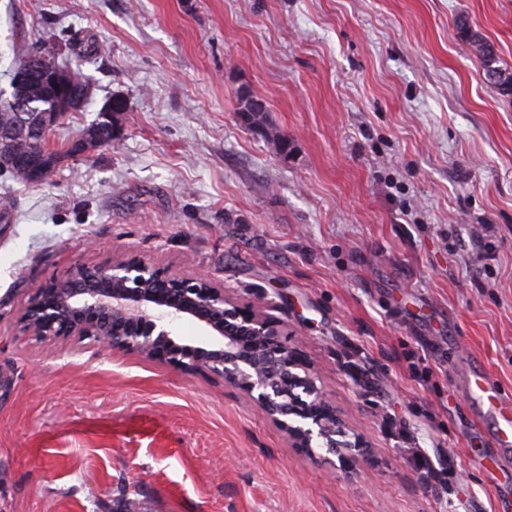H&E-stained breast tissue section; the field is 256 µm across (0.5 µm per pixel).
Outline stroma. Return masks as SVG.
Returning a JSON list of instances; mask_svg holds the SVG:
<instances>
[{
    "mask_svg": "<svg viewBox=\"0 0 512 512\" xmlns=\"http://www.w3.org/2000/svg\"><path fill=\"white\" fill-rule=\"evenodd\" d=\"M463 17L512 66V0H0V89L29 48L97 49L50 147L126 101L112 144L0 174V512H502L461 386L512 398V96ZM126 252L281 321L363 468L221 380L21 334L37 288ZM458 28L464 38L475 47L484 73L489 68H493L499 73L500 79L490 83L501 92L512 95V68L501 61L494 45L478 31L474 32L466 19H460Z\"/></svg>",
    "mask_w": 512,
    "mask_h": 512,
    "instance_id": "35a3bbf8",
    "label": "stroma"
}]
</instances>
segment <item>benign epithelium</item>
<instances>
[{
	"instance_id": "obj_1",
	"label": "benign epithelium",
	"mask_w": 512,
	"mask_h": 512,
	"mask_svg": "<svg viewBox=\"0 0 512 512\" xmlns=\"http://www.w3.org/2000/svg\"><path fill=\"white\" fill-rule=\"evenodd\" d=\"M33 79L46 89L52 107L23 102L16 110L21 135H49L63 116L81 107L86 93L74 87L65 69L48 63L16 70L12 86ZM124 106L118 95L99 110L110 143L116 135L112 112ZM23 166L29 180L47 175L48 161L36 155L16 157L0 170ZM191 318L210 336L205 345L179 342L165 320ZM21 331L37 342L90 338L102 352L144 355L186 373L203 372L246 394L297 448L336 447L340 424L334 407L315 382L298 371L306 368L297 349L282 339L280 324L258 307L235 304L210 276H181L128 253L107 263L82 265L37 289L19 319ZM346 458L355 469L364 461L367 440L357 434Z\"/></svg>"
}]
</instances>
